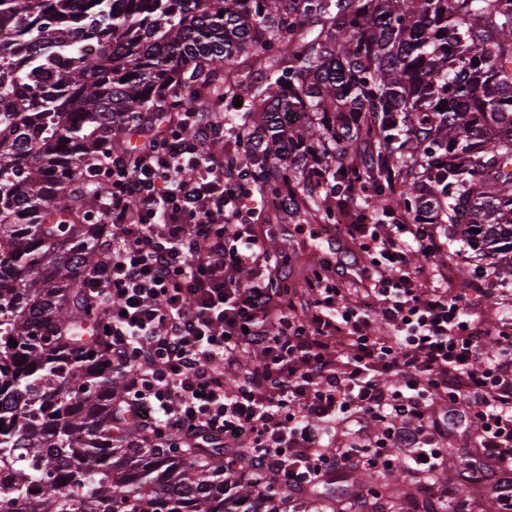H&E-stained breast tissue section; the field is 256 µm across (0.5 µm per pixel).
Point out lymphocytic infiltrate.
I'll return each mask as SVG.
<instances>
[{
	"label": "lymphocytic infiltrate",
	"instance_id": "lymphocytic-infiltrate-1",
	"mask_svg": "<svg viewBox=\"0 0 512 512\" xmlns=\"http://www.w3.org/2000/svg\"><path fill=\"white\" fill-rule=\"evenodd\" d=\"M223 131L217 112L167 113L133 160L102 154L86 170L110 186L98 221L112 245L87 292L109 328L119 409L155 443L223 449L227 488L287 485V512H328L322 490L349 470L400 461L416 481L437 471L435 437L462 418L477 426L484 463L468 481L512 512V336L471 318L467 292L449 293L444 272L411 266L410 250L442 249L434 225H351L375 259L363 273L367 303L345 304L318 271L298 316L259 273L272 257L252 219L266 202L245 160L202 149ZM246 267L254 275L243 283ZM376 314L386 335L368 331ZM228 366L242 374L232 391ZM368 418L378 434L364 433Z\"/></svg>",
	"mask_w": 512,
	"mask_h": 512
}]
</instances>
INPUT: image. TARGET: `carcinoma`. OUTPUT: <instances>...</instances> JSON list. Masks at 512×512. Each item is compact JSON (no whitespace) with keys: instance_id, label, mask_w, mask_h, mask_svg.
Listing matches in <instances>:
<instances>
[{"instance_id":"obj_1","label":"carcinoma","mask_w":512,"mask_h":512,"mask_svg":"<svg viewBox=\"0 0 512 512\" xmlns=\"http://www.w3.org/2000/svg\"><path fill=\"white\" fill-rule=\"evenodd\" d=\"M242 55L261 81L236 73ZM201 90L249 102L232 129L259 191L294 207L317 183L369 185L378 208L512 266V0H3L0 502L277 512L246 486L224 497L220 459L142 447L139 423L112 412L122 384L83 291L112 225L88 223L107 186L80 162L125 151Z\"/></svg>"}]
</instances>
